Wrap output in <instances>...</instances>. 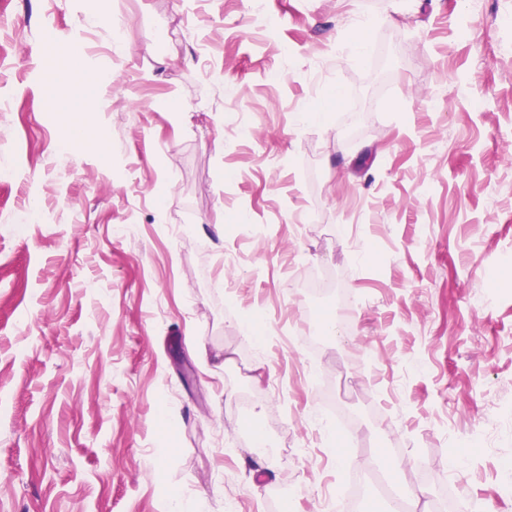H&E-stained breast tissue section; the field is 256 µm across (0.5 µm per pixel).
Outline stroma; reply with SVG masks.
Here are the masks:
<instances>
[{"label": "stroma", "mask_w": 512, "mask_h": 512, "mask_svg": "<svg viewBox=\"0 0 512 512\" xmlns=\"http://www.w3.org/2000/svg\"><path fill=\"white\" fill-rule=\"evenodd\" d=\"M85 8L0 0V512H512V0Z\"/></svg>", "instance_id": "obj_1"}]
</instances>
